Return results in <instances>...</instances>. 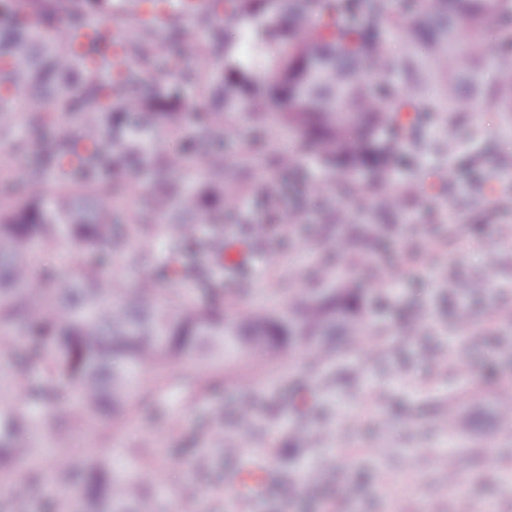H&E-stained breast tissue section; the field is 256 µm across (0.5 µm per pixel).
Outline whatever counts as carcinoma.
I'll return each instance as SVG.
<instances>
[{"instance_id":"carcinoma-1","label":"carcinoma","mask_w":512,"mask_h":512,"mask_svg":"<svg viewBox=\"0 0 512 512\" xmlns=\"http://www.w3.org/2000/svg\"><path fill=\"white\" fill-rule=\"evenodd\" d=\"M136 0H0V131L13 126L12 102L26 96L29 124L66 133L36 142L41 169L12 182L25 198L0 207V324L25 337L0 336V359L13 363L21 395L41 405L32 414L0 405V469L31 455L37 440L68 445L72 428L91 423L118 431L133 414L134 385L157 392L168 364L197 368L241 349L324 353L337 337H357L356 289L298 288L272 314L247 305L224 313L198 307L160 287L167 278L211 282L210 247L193 226L224 235V213L254 236L266 225L238 213L249 176L224 156L238 136L235 114L247 112L295 134V163L313 149L326 178L354 181L368 172L386 182L399 165L395 144L416 146L418 128L439 103L475 111L486 96L512 120V0H207L191 13L183 0H147L158 24L141 22L124 3ZM499 23L486 43L489 16ZM402 32L394 51L385 37ZM82 113L71 127L61 116ZM180 114L192 117L195 154L206 171L199 185L178 180L190 154L181 145L157 152L151 135ZM135 166L151 175L154 213L175 224L121 221L110 199L128 190L111 176ZM78 176L88 184L78 188ZM399 192L365 197L342 211L343 224L378 232L404 210ZM167 236L172 249L157 257ZM64 244L88 255L72 283L58 288L33 264ZM120 255L151 272L134 288L103 273ZM154 372L148 380L141 373ZM63 480L84 476L77 498L60 496L48 512H154L145 488L156 473L120 474L108 463L61 454Z\"/></svg>"}]
</instances>
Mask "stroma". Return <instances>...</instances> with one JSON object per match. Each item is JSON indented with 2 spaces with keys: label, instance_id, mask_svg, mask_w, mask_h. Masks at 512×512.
Listing matches in <instances>:
<instances>
[{
  "label": "stroma",
  "instance_id": "35a3bbf8",
  "mask_svg": "<svg viewBox=\"0 0 512 512\" xmlns=\"http://www.w3.org/2000/svg\"><path fill=\"white\" fill-rule=\"evenodd\" d=\"M241 138L225 144L231 156L248 151L254 181L274 166L268 131L240 114ZM454 167L460 180L447 189L440 174ZM512 170V129L488 103L459 119V142L449 146L436 125H428L418 149L406 150L403 177L434 196L431 214L406 210L374 251H360L357 265L343 264L324 247L320 206L352 207L346 186L330 184L323 200L307 196L296 174L279 176L280 204L300 207L294 229L270 225L258 240L247 271L234 275L224 291L225 307L239 303L262 309L285 305L297 288H317L335 274L366 287L361 319L370 329L386 327L385 352L371 360L345 348L328 367L312 351L254 361L239 352L223 367L180 375L155 397L139 400L135 418L121 434L102 442L96 434L73 435L69 454H101L128 470L155 469L154 499L159 512H512V428L498 415L512 400V358L496 357L512 347V182L499 181L496 196L485 195L488 179ZM403 256L406 279L400 298L387 295L372 278L374 255ZM454 266L465 280H481L485 290L467 303L472 322L459 333L460 303L436 269ZM494 332H487L489 319ZM418 324L420 336L404 343L402 328ZM462 341L480 403L460 394L447 369L434 367L429 350L451 336ZM253 367L252 388L241 389L236 374ZM380 399L367 404L370 389ZM456 401L470 421L467 437L439 426L448 401ZM253 405L255 428L237 429L241 405ZM224 409V434L237 441V456L226 457L210 437L213 407ZM49 455L22 463L32 491L30 512H46L56 492L78 490L77 482H48ZM260 466L271 479L257 503L244 502L231 477ZM458 470V488L448 485V468Z\"/></svg>",
  "mask_w": 512,
  "mask_h": 512
}]
</instances>
